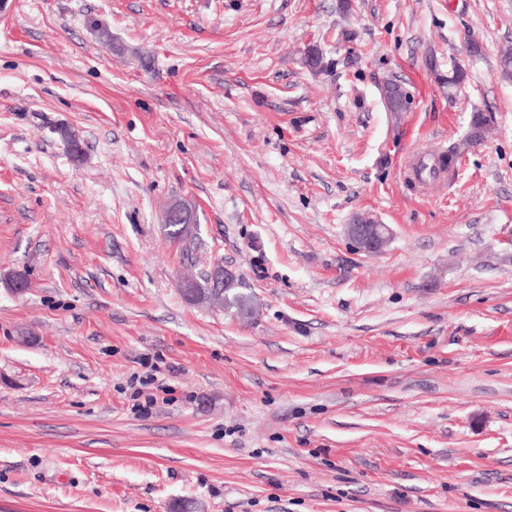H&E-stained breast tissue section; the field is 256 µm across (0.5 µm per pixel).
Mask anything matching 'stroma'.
Returning <instances> with one entry per match:
<instances>
[{"mask_svg":"<svg viewBox=\"0 0 512 512\" xmlns=\"http://www.w3.org/2000/svg\"><path fill=\"white\" fill-rule=\"evenodd\" d=\"M350 3L0 15V512H512V0ZM476 112L486 138L423 194L407 161ZM365 213L392 230L372 255L345 232ZM218 262L255 319L181 295ZM151 364L169 395L143 415ZM168 222L165 224L167 236L178 242H185L188 237L192 236L190 227H183L182 224H193L194 214L192 210H188L180 205L173 206L168 213Z\"/></svg>","mask_w":512,"mask_h":512,"instance_id":"1","label":"stroma"}]
</instances>
